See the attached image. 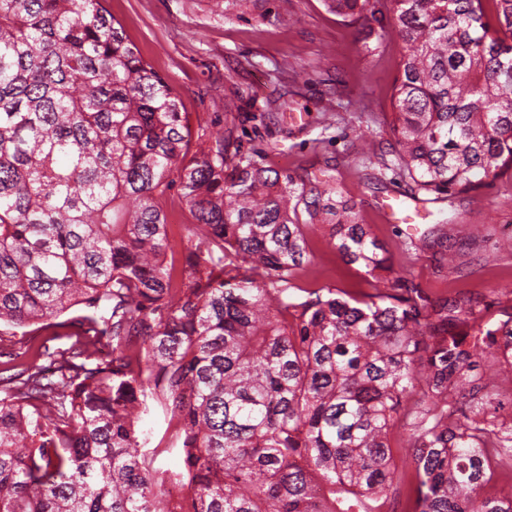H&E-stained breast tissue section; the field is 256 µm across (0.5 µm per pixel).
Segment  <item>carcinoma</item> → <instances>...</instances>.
Wrapping results in <instances>:
<instances>
[{
	"instance_id": "cac0c4a2",
	"label": "carcinoma",
	"mask_w": 512,
	"mask_h": 512,
	"mask_svg": "<svg viewBox=\"0 0 512 512\" xmlns=\"http://www.w3.org/2000/svg\"><path fill=\"white\" fill-rule=\"evenodd\" d=\"M104 2L0 0V326L88 311L0 369V512H174L171 483L181 512H386L396 483L411 512H512L488 491L512 470V390L487 378L512 370V297L394 270L328 164L271 169L234 123L191 149ZM324 5L403 45L391 151L354 162L425 204L512 170V0ZM452 223L409 244L451 258ZM317 226L369 290L298 284ZM154 407L182 424L165 470ZM165 211L170 235L179 241L180 237L185 234L182 224L190 223L188 210L181 200L177 187L168 192L165 200Z\"/></svg>"
}]
</instances>
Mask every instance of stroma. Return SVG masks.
Masks as SVG:
<instances>
[{
	"label": "stroma",
	"mask_w": 512,
	"mask_h": 512,
	"mask_svg": "<svg viewBox=\"0 0 512 512\" xmlns=\"http://www.w3.org/2000/svg\"><path fill=\"white\" fill-rule=\"evenodd\" d=\"M143 59L177 92L192 136L215 131L243 117L237 133L244 148L264 152L266 166L284 171H316L325 158L337 160L336 182L354 201L364 223L397 269L435 295L512 289V254L496 243L512 234V171L493 185L455 200L452 227L458 261L467 274L440 266L430 251L408 248L404 236L423 230L429 220L398 206L404 185L382 184L376 167L355 166L348 146L375 142L387 150L385 127L366 114L391 113L400 48L388 42L380 52H363L361 30L326 10L322 0H106ZM287 64L286 74L276 73ZM284 98L268 124L249 120L268 110L267 101ZM348 104V123L324 127L322 115ZM314 255L305 281L356 293L366 290L363 272L346 263L326 230L309 239Z\"/></svg>",
	"instance_id": "stroma-1"
}]
</instances>
